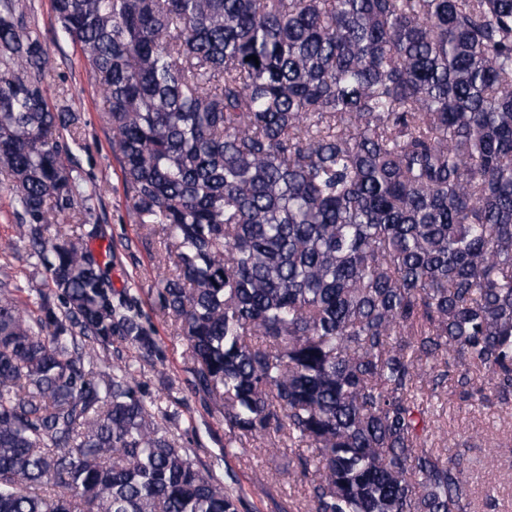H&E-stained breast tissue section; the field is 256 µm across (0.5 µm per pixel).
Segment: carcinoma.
Returning a JSON list of instances; mask_svg holds the SVG:
<instances>
[{"mask_svg": "<svg viewBox=\"0 0 512 512\" xmlns=\"http://www.w3.org/2000/svg\"><path fill=\"white\" fill-rule=\"evenodd\" d=\"M52 8L162 231V303L228 447L297 449V512H467L464 454L426 418L450 385L512 410V0ZM44 77L0 0V176L49 273L35 314L0 292V512H238L133 365L94 366L161 351L84 247L96 191Z\"/></svg>", "mask_w": 512, "mask_h": 512, "instance_id": "cac0c4a2", "label": "carcinoma"}]
</instances>
